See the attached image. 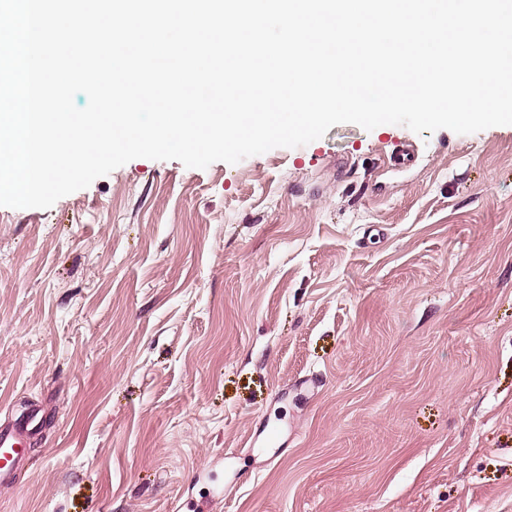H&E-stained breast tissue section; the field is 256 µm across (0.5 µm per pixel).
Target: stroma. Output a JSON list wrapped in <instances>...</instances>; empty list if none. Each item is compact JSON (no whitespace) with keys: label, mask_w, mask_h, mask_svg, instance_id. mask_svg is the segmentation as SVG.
<instances>
[{"label":"stroma","mask_w":512,"mask_h":512,"mask_svg":"<svg viewBox=\"0 0 512 512\" xmlns=\"http://www.w3.org/2000/svg\"><path fill=\"white\" fill-rule=\"evenodd\" d=\"M0 512H512V125L331 127L0 206ZM39 411L32 410L20 416L14 423L0 428V483L10 480L23 462L26 439L39 425Z\"/></svg>","instance_id":"stroma-1"}]
</instances>
